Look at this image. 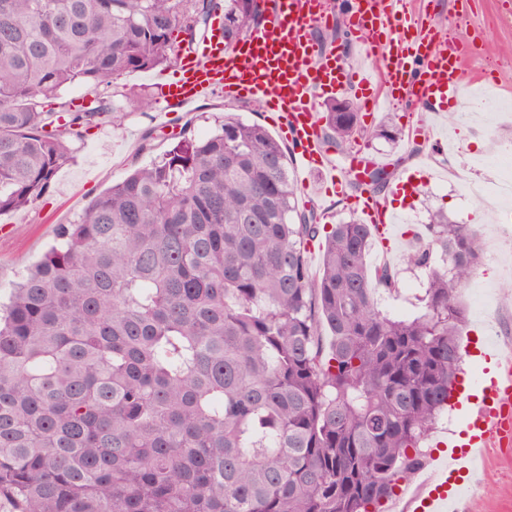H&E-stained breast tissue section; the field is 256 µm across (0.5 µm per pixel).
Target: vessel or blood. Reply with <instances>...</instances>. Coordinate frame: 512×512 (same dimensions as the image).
<instances>
[{"instance_id":"vessel-or-blood-1","label":"vessel or blood","mask_w":512,"mask_h":512,"mask_svg":"<svg viewBox=\"0 0 512 512\" xmlns=\"http://www.w3.org/2000/svg\"><path fill=\"white\" fill-rule=\"evenodd\" d=\"M269 21L225 50L219 40H203L179 55L173 71L155 74L165 90L167 108L191 110L199 96L220 88L230 99H248L278 113L280 133L292 145L300 171L321 169L323 188L344 194L351 177L376 167L374 158L356 150L335 164L321 137L316 99L319 94L355 91L362 108L375 113L386 104L411 97L444 112L459 99L469 49L456 41L441 43L432 27L420 24L406 0H347L349 37L367 53L385 61L378 78L357 77L344 59L326 50L311 30L333 21L329 0H271ZM366 223L390 231L389 211L374 198L356 202ZM478 423L465 450L431 466L408 502L410 512H452L448 478L465 471L482 449L512 446V358L498 357Z\"/></svg>"}]
</instances>
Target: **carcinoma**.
Segmentation results:
<instances>
[{"instance_id":"cac0c4a2","label":"carcinoma","mask_w":512,"mask_h":512,"mask_svg":"<svg viewBox=\"0 0 512 512\" xmlns=\"http://www.w3.org/2000/svg\"><path fill=\"white\" fill-rule=\"evenodd\" d=\"M264 12L0 0V216L49 195L72 144L120 118L103 92L63 99L69 86L162 67L219 14L233 48ZM320 120L340 151L402 137L336 100ZM291 154L255 122L186 128L60 225L0 308V495L18 512H368L421 465L462 362L456 293L480 238L432 213L429 243L403 256L426 273L421 312L392 317L371 226L299 208ZM394 175L376 167L351 192Z\"/></svg>"}]
</instances>
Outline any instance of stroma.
Segmentation results:
<instances>
[{
  "mask_svg": "<svg viewBox=\"0 0 512 512\" xmlns=\"http://www.w3.org/2000/svg\"><path fill=\"white\" fill-rule=\"evenodd\" d=\"M408 8L432 17L439 40L452 37L476 46V54L466 62L468 73L483 75L491 63L501 62L496 92L502 108L463 122L427 114L423 103L412 100L386 105L375 113L373 124L405 128L423 123L427 141L421 151H414L407 139L396 144L379 139L357 144L358 149L378 157L383 166L397 174L416 173L424 168L431 173L430 180L424 183V194L409 203H401L389 188L380 194L395 213L400 235L391 251L373 244L369 262L374 266L387 262L397 270V292L381 294L379 303L389 314L404 317L418 313L417 297L424 277L420 271L407 269L402 256L413 244L416 233L423 231L431 213L443 210L452 220L470 225L489 250L494 246V231L503 214L512 209L511 198L492 193L483 200L468 201L463 199L461 188L464 177H475L490 185L501 168H512V157L502 160L497 168L488 162L498 143L512 137V0H408ZM314 36L325 46L335 47L351 68L383 66L382 60L367 57L363 43L348 40L343 26L317 29ZM144 92H157L151 73L135 72L115 80L109 93L123 114L121 122L104 123L73 144L72 159L59 170L49 199L0 217V299L8 298L27 267L54 243L59 225L74 223L94 196L124 179L135 167L148 164L171 149L175 135L183 127H191L201 136L230 114L247 123H260L270 132L278 130L272 113L266 112L262 104L229 100L217 90L202 98L193 110H177L165 116L157 109L137 106L136 100ZM510 283L512 249L501 253L498 266L479 265L472 281L461 291L467 319L463 330L467 355L460 376L462 386L423 444L428 455H447L449 433L465 429L473 400L482 397L483 387L475 377L487 365V337L495 338L500 351L512 353V294L506 290ZM470 509L512 512V451L487 452L481 482L473 487Z\"/></svg>",
  "mask_w": 512,
  "mask_h": 512,
  "instance_id": "35a3bbf8",
  "label": "stroma"
}]
</instances>
